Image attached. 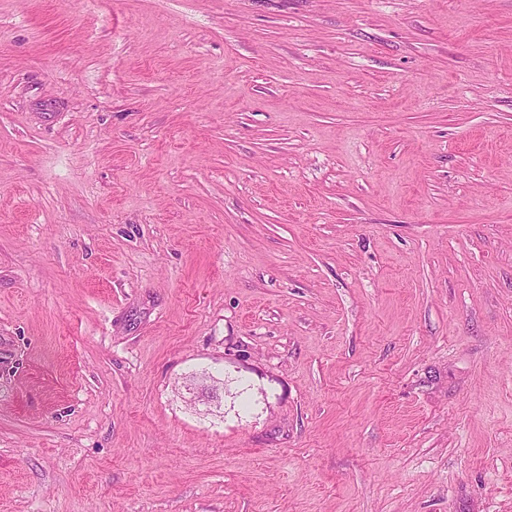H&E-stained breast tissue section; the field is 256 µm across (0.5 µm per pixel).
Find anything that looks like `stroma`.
<instances>
[{"mask_svg": "<svg viewBox=\"0 0 512 512\" xmlns=\"http://www.w3.org/2000/svg\"><path fill=\"white\" fill-rule=\"evenodd\" d=\"M0 512H512V0H0Z\"/></svg>", "mask_w": 512, "mask_h": 512, "instance_id": "stroma-1", "label": "stroma"}]
</instances>
